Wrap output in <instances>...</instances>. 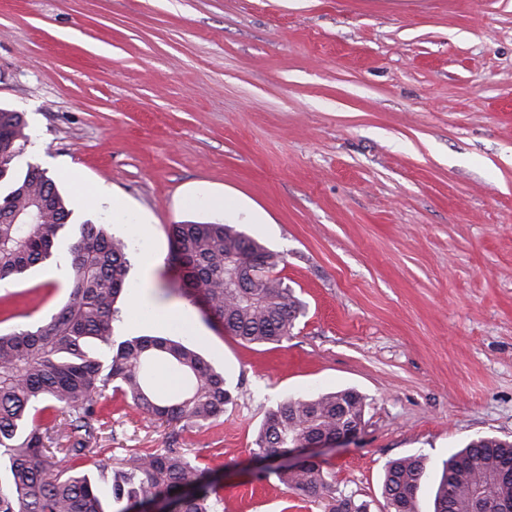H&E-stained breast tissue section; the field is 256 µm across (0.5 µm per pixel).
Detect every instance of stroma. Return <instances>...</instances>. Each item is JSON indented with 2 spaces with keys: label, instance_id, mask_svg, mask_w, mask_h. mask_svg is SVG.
I'll list each match as a JSON object with an SVG mask.
<instances>
[{
  "label": "stroma",
  "instance_id": "35a3bbf8",
  "mask_svg": "<svg viewBox=\"0 0 512 512\" xmlns=\"http://www.w3.org/2000/svg\"><path fill=\"white\" fill-rule=\"evenodd\" d=\"M0 105L73 211L45 267L0 283V331L65 301L89 220L129 244L114 341L190 344L232 392L206 426L104 401L101 488L173 446L219 477L218 512H324L253 442L274 402L347 388L363 429L317 459L367 512L392 459L512 440V0H0ZM220 200L285 259L288 341L242 344L173 290L169 226Z\"/></svg>",
  "mask_w": 512,
  "mask_h": 512
}]
</instances>
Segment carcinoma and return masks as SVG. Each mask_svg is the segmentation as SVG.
Returning a JSON list of instances; mask_svg holds the SVG:
<instances>
[{"mask_svg": "<svg viewBox=\"0 0 512 512\" xmlns=\"http://www.w3.org/2000/svg\"><path fill=\"white\" fill-rule=\"evenodd\" d=\"M20 112L0 108V281L21 279L52 256L72 214L55 181L29 164L16 171L28 134ZM170 266L177 290L189 293L228 333L246 345L280 343L293 335L303 303L277 270L282 255L250 238L235 224H172ZM127 244L101 224L85 223L69 248L68 298L33 328L0 334V512H103L92 475L74 467L92 452L101 400L111 390L168 424H212L232 402L224 373L194 348L166 336H136L114 343L118 297L127 290ZM242 264L244 287L224 279ZM94 340L105 360L86 350ZM165 367L179 385L162 392L156 370ZM366 401L352 389L288 397L270 407L256 433L255 455L270 460L314 437H334L363 423ZM67 441L52 447L53 435ZM291 492L328 501V512H363L337 495L318 462L297 470L274 466ZM512 478V442L480 437L442 464L433 512H478L480 491ZM419 456L387 463L382 484L385 512H418L427 480ZM219 487L207 470L176 448L137 460L112 484L116 512L161 502L169 512H216Z\"/></svg>", "mask_w": 512, "mask_h": 512, "instance_id": "obj_1", "label": "carcinoma"}]
</instances>
